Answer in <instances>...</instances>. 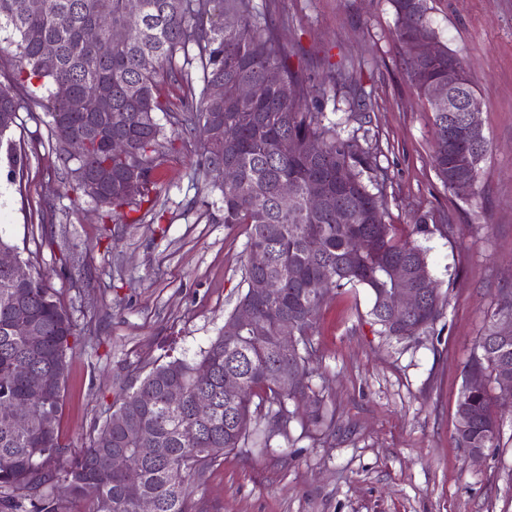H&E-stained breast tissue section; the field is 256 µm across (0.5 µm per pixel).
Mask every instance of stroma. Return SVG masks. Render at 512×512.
I'll return each mask as SVG.
<instances>
[{
    "mask_svg": "<svg viewBox=\"0 0 512 512\" xmlns=\"http://www.w3.org/2000/svg\"><path fill=\"white\" fill-rule=\"evenodd\" d=\"M288 62L329 87L320 110L361 129L387 174V223L414 235L418 218L449 217L453 237L414 235L430 274L448 289L432 334L397 342L369 319L366 289L329 300L317 321L311 386L333 417L320 432L294 417L284 434L225 457L195 492L205 512H512V414L499 447L469 458L454 440L465 367L498 296L512 292V0H429L441 39L467 65L490 139L475 196L448 194L431 164L434 114L411 86L388 0H253ZM362 88L358 109L348 84ZM46 109L26 101L12 130L23 167L0 161V237L43 274L61 303L83 311L94 337L69 361L58 422L85 443L120 386L161 361L168 345L195 357L245 289L248 227L225 224L192 173L198 146L177 140L160 167L155 209L139 223L102 217L62 196ZM80 275L62 280L64 251Z\"/></svg>",
    "mask_w": 512,
    "mask_h": 512,
    "instance_id": "stroma-1",
    "label": "stroma"
}]
</instances>
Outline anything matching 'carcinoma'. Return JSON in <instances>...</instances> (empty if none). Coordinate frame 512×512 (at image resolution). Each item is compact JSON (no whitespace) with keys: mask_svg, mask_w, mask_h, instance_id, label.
Wrapping results in <instances>:
<instances>
[{"mask_svg":"<svg viewBox=\"0 0 512 512\" xmlns=\"http://www.w3.org/2000/svg\"><path fill=\"white\" fill-rule=\"evenodd\" d=\"M428 0H390L396 36L405 49L406 64L419 97L432 103V87L448 73V60L458 56L440 44L437 57L426 60L413 48V37H437L429 19ZM0 0V55L14 67L0 80V147L6 146L10 167L17 158L9 138L25 96L46 94L51 150L60 170L65 194H82L100 206L104 215L134 211L150 197L154 173L178 139L166 133L157 113L169 111L165 88L185 82L190 71L200 72V92H190L170 125L184 132L200 131L202 140L193 178L210 185L213 205L225 224H247L246 288L235 309L248 308L251 321L235 336L219 333L197 359L168 354L123 389L93 427L88 442L69 453L57 430L65 396L68 360L74 347L93 337L65 309L44 276L34 273L27 288L14 286L0 270V403L24 409L30 426L16 429L0 416V512H70L69 502L86 500L88 512H136L124 473L112 469V455L126 453L137 474L139 492L152 498L157 512H203L189 491V481L202 479L224 460V455L248 445V423L265 414L272 430L287 433L296 394L278 385L280 357L274 338L280 322L288 332L308 338L322 306L345 288H364L371 296L368 315L379 334L397 341L412 340L434 331L445 297L427 270L426 252L414 242L397 237L386 222L387 177L373 161L371 147L363 146L357 131L342 134L326 125L315 111L327 89L308 85L291 69L274 29L256 22L252 0H142V13L126 11V0ZM221 20L203 25V18ZM107 19L102 30L112 41V52L98 55L85 40V30ZM55 46V55L43 45ZM149 57L154 65L142 67ZM275 68L281 81L270 83ZM70 84L75 97L88 99L76 110L58 97L56 87ZM220 84L224 96L213 99L210 86ZM249 86L253 96L242 98ZM112 113V133L130 148L126 159H110L96 142L90 112ZM448 116L434 113L435 147L431 163L438 179L453 196L448 180L458 148L448 153ZM71 131L87 142L80 158L65 147ZM112 161L116 177L137 169V183L112 182V193L96 194L77 172ZM231 164L238 171L233 184L219 181L217 169ZM293 184L294 198L279 201L282 182ZM323 183L326 201L320 208L308 204L310 185ZM265 248L269 262L256 264L253 249ZM291 271L279 293L263 296L266 282ZM395 288H418L424 306L394 322L381 306L382 296ZM24 313L39 331V341L14 336L10 327ZM512 315V293L499 297L488 315L483 334L467 367V376L481 379L471 389L463 385L456 408L455 442L459 448H498L502 424L494 415L493 394L503 376L512 377V338L498 339L500 320ZM307 342L293 360L304 381L305 394L312 369ZM207 365L208 381H196V371ZM236 373L241 395L224 397V375ZM60 374V380L36 391L31 379ZM184 389L182 402L173 404L168 387ZM207 394L209 415L194 410L195 397ZM306 421L325 422L323 399L309 396Z\"/></svg>","mask_w":512,"mask_h":512,"instance_id":"obj_1","label":"carcinoma"}]
</instances>
